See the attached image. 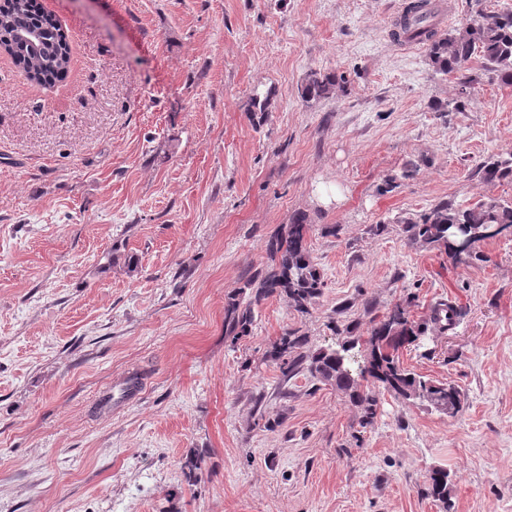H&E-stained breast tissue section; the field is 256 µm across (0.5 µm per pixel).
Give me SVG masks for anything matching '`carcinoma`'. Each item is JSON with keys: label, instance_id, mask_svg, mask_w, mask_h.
<instances>
[{"label": "carcinoma", "instance_id": "cac0c4a2", "mask_svg": "<svg viewBox=\"0 0 512 512\" xmlns=\"http://www.w3.org/2000/svg\"><path fill=\"white\" fill-rule=\"evenodd\" d=\"M0 6V49L20 66L27 79L45 88L64 80L71 66V46L58 20L45 12L38 0H6ZM430 0H410L405 6L403 24L421 29L427 42L428 56L437 71L460 74V97L481 83L482 74L468 69L473 56L484 60V70L502 83L512 84V9L477 14L466 24L444 36L437 35L430 24ZM343 78L334 73L312 70L301 87L305 101L332 97ZM476 175L485 184L512 181V153L491 156L479 163ZM395 223L402 225L407 243L413 247L438 249L453 264L470 265L484 262L486 257L476 251V244L488 238L486 231L497 226H512V202L485 196L468 205L442 200L417 214L400 215ZM311 224L308 216L297 213L288 231L267 241V264L249 276L238 291L224 303V338L234 343L252 332L257 308L270 296L284 297L299 315L309 308L321 293L323 280L308 247ZM461 236L470 239L469 250L462 254L454 243ZM422 326L411 321L406 307L394 304L387 314L373 321L370 331L366 365L361 376L371 379L364 388L352 378L345 366V353L352 343L345 340L339 349L306 352L307 337L288 328L269 352L268 358L286 385L301 374L336 386L348 394L353 403L364 406L362 424L372 423L376 415L377 393L382 389L403 400L425 401L450 416L462 409V392L444 383L427 379L408 369L400 361V349L420 335ZM205 455L192 453L181 462L188 485L203 477ZM429 490L442 504L448 503L451 480L448 472L434 469L428 476Z\"/></svg>", "mask_w": 512, "mask_h": 512}]
</instances>
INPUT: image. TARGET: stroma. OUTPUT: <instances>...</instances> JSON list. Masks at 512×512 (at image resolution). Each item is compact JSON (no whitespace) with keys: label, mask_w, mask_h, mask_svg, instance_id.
I'll return each instance as SVG.
<instances>
[{"label":"stroma","mask_w":512,"mask_h":512,"mask_svg":"<svg viewBox=\"0 0 512 512\" xmlns=\"http://www.w3.org/2000/svg\"><path fill=\"white\" fill-rule=\"evenodd\" d=\"M406 2L41 0L70 36L67 78L32 84L0 54V512H512V228L466 267L393 222L512 200L475 174L512 152V85L488 74L460 99L426 46L393 38ZM314 69L345 82L307 103ZM299 211L321 295L303 317L270 297L226 340V297ZM442 300L456 327L400 359L461 389L456 415L384 393L365 426L335 386H281L266 359L296 328L312 352L350 331L363 360L393 303L422 323ZM130 371L140 396L100 409ZM205 463V455L201 453H191L181 462V470L189 486H193L201 480L204 474ZM429 490L439 502L447 503L451 492V480L448 472L443 469H434L428 476Z\"/></svg>","instance_id":"1"}]
</instances>
